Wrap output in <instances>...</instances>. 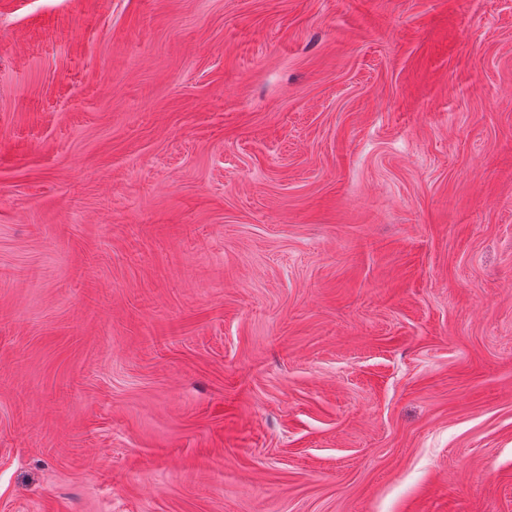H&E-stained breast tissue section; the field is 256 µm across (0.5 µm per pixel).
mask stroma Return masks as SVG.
I'll return each mask as SVG.
<instances>
[{
    "label": "stroma",
    "instance_id": "stroma-1",
    "mask_svg": "<svg viewBox=\"0 0 512 512\" xmlns=\"http://www.w3.org/2000/svg\"><path fill=\"white\" fill-rule=\"evenodd\" d=\"M0 512H512V0H0Z\"/></svg>",
    "mask_w": 512,
    "mask_h": 512
}]
</instances>
